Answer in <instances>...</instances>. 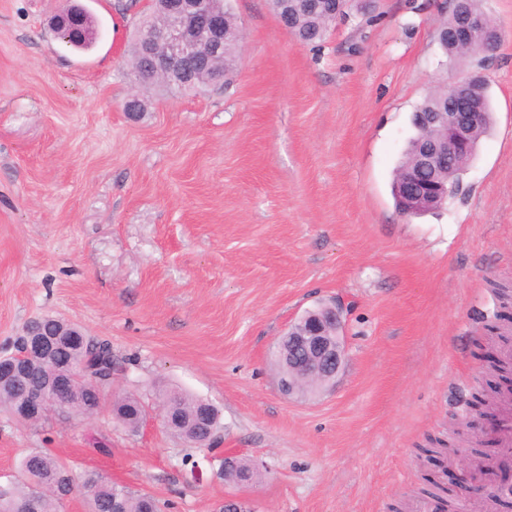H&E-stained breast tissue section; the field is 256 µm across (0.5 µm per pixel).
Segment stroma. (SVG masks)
<instances>
[{"mask_svg":"<svg viewBox=\"0 0 512 512\" xmlns=\"http://www.w3.org/2000/svg\"><path fill=\"white\" fill-rule=\"evenodd\" d=\"M80 2L102 29L86 52L51 29L64 0H0V352L33 318L78 324L111 343V393L139 397L146 417L132 433L105 406L2 414L0 485L46 448L173 512H219L231 495L255 512H441L423 477L454 486L460 463L425 465L418 449L468 412L488 367L489 284H512V0H484L503 33L483 71L494 124L461 192L418 217L391 194L412 113L469 71L443 64L438 0L416 14L373 0L376 22L337 21L319 46L268 0H230L234 70L201 94L134 73L147 0ZM332 297L347 309L336 386L284 396L275 343ZM171 388L220 409L212 448L163 428ZM227 453L262 479L225 481Z\"/></svg>","mask_w":512,"mask_h":512,"instance_id":"obj_1","label":"stroma"}]
</instances>
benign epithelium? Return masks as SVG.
I'll list each match as a JSON object with an SVG mask.
<instances>
[{
    "label": "benign epithelium",
    "instance_id": "7a95c632",
    "mask_svg": "<svg viewBox=\"0 0 512 512\" xmlns=\"http://www.w3.org/2000/svg\"><path fill=\"white\" fill-rule=\"evenodd\" d=\"M469 0H456L457 24L442 32V39L463 51L489 53L496 40L485 35L481 18L468 6ZM152 8L166 17V25L148 36L144 51V74L161 76L182 92L196 88V75L211 69L223 57L224 13L207 0H152ZM83 10L66 0L52 26L69 30ZM475 78L470 75L448 86V103L440 112L414 113L420 135L415 141L410 170L398 186L403 213L414 214L423 207L443 203L448 194L446 174L456 162L471 158L477 148L475 127L485 117L482 99L476 94ZM344 308L334 301L308 309L279 338L282 358L288 360V378L281 391L292 396L311 388L321 392L339 374L347 352L344 339ZM53 339L41 329V319L31 321L20 337L16 351L0 356V389L25 381L24 360L40 354V369L46 383L28 387L26 410L35 417L49 406H66L75 381L85 390L101 396L108 382L83 371L59 372L52 354Z\"/></svg>",
    "mask_w": 512,
    "mask_h": 512
}]
</instances>
